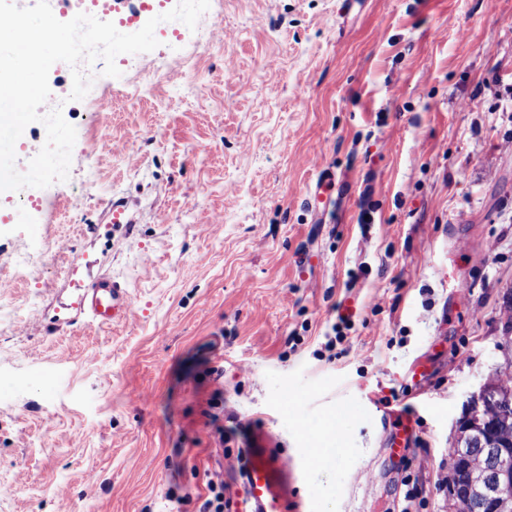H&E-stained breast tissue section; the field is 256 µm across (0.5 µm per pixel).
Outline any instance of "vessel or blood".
I'll return each instance as SVG.
<instances>
[{
    "mask_svg": "<svg viewBox=\"0 0 512 512\" xmlns=\"http://www.w3.org/2000/svg\"><path fill=\"white\" fill-rule=\"evenodd\" d=\"M73 307L104 328L127 321L133 313V300L123 284L104 275L85 286ZM363 407L387 423L392 435L389 446L395 453L412 447L416 432L411 418L393 409L384 395L366 394ZM295 480L294 467L275 449L255 444L248 451L245 475L248 512H285L289 487Z\"/></svg>",
    "mask_w": 512,
    "mask_h": 512,
    "instance_id": "vessel-or-blood-1",
    "label": "vessel or blood"
}]
</instances>
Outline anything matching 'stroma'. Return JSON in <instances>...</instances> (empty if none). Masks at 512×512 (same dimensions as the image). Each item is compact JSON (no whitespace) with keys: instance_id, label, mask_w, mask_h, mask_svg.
I'll use <instances>...</instances> for the list:
<instances>
[{"instance_id":"obj_1","label":"stroma","mask_w":512,"mask_h":512,"mask_svg":"<svg viewBox=\"0 0 512 512\" xmlns=\"http://www.w3.org/2000/svg\"><path fill=\"white\" fill-rule=\"evenodd\" d=\"M221 8L185 56L157 25L162 73L130 71L106 125L50 69L76 142L45 192L96 189L52 215L0 197V512H199L259 439L300 467L301 512H458L459 422L512 380V0ZM103 273L134 311L100 331L73 303ZM382 388L415 420L400 458L361 408ZM329 419L335 460L303 469Z\"/></svg>"}]
</instances>
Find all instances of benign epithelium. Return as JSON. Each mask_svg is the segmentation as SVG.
<instances>
[{
    "instance_id": "obj_1",
    "label": "benign epithelium",
    "mask_w": 512,
    "mask_h": 512,
    "mask_svg": "<svg viewBox=\"0 0 512 512\" xmlns=\"http://www.w3.org/2000/svg\"><path fill=\"white\" fill-rule=\"evenodd\" d=\"M512 414V396L507 394L504 386L484 387L480 393L473 397L468 404L462 421L478 419L480 416L497 415L509 416ZM512 452L508 448H487L484 461L479 454H471L465 448L457 449L452 456V465L463 466L471 472H490L491 480L480 486L450 485L448 498L465 508L482 509L492 506L493 512H499L497 503L503 490L502 478L512 476V464L507 454Z\"/></svg>"
}]
</instances>
